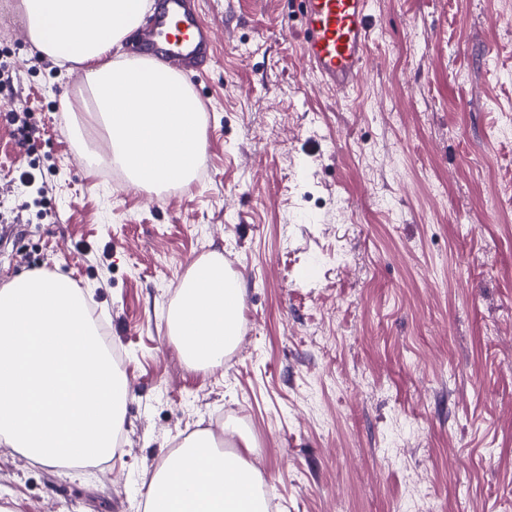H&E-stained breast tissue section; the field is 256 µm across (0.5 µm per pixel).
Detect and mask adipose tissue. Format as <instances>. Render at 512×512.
<instances>
[{"mask_svg":"<svg viewBox=\"0 0 512 512\" xmlns=\"http://www.w3.org/2000/svg\"><path fill=\"white\" fill-rule=\"evenodd\" d=\"M152 0H20L32 43L57 65L82 68L88 97L62 96L61 111L99 117L133 183L185 182L200 165L202 113L186 76L154 57L120 55ZM245 288L221 253L197 262L178 292L171 329L199 366L235 348ZM262 478L242 454L207 434L188 437L151 476L145 512H267Z\"/></svg>","mask_w":512,"mask_h":512,"instance_id":"1","label":"adipose tissue"}]
</instances>
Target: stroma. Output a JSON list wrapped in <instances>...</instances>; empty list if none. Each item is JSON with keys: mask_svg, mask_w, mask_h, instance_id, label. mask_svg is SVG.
<instances>
[{"mask_svg": "<svg viewBox=\"0 0 512 512\" xmlns=\"http://www.w3.org/2000/svg\"><path fill=\"white\" fill-rule=\"evenodd\" d=\"M202 2L187 192L88 176L106 133L59 107L82 70L0 0V286L81 285L128 388L104 466L0 447V512H143L200 430L263 474L271 512H512V0H373L347 98L307 70L295 0ZM213 251L245 286L240 341L197 367L169 318Z\"/></svg>", "mask_w": 512, "mask_h": 512, "instance_id": "1", "label": "stroma"}]
</instances>
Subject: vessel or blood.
Segmentation results:
<instances>
[{"label": "vessel or blood", "mask_w": 512, "mask_h": 512, "mask_svg": "<svg viewBox=\"0 0 512 512\" xmlns=\"http://www.w3.org/2000/svg\"><path fill=\"white\" fill-rule=\"evenodd\" d=\"M301 53L310 72L336 92L358 82L371 32L370 0H299ZM146 45L169 67L184 71L211 60L212 33L199 25L194 0H162Z\"/></svg>", "instance_id": "b4317fda"}]
</instances>
